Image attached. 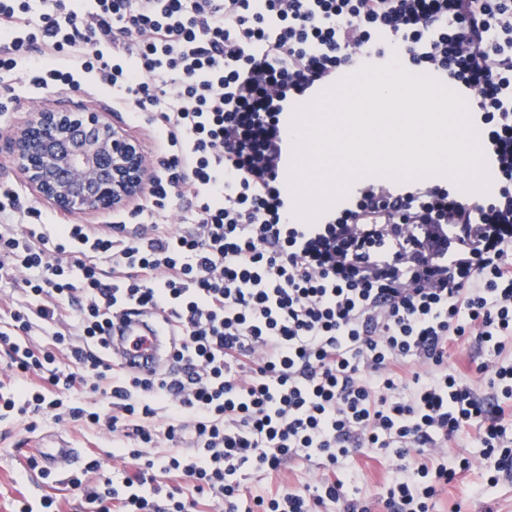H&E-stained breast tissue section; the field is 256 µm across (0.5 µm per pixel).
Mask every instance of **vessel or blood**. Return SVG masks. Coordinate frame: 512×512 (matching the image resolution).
<instances>
[{
  "label": "vessel or blood",
  "mask_w": 512,
  "mask_h": 512,
  "mask_svg": "<svg viewBox=\"0 0 512 512\" xmlns=\"http://www.w3.org/2000/svg\"><path fill=\"white\" fill-rule=\"evenodd\" d=\"M113 330V361L135 373L148 374L159 369L174 345L173 337L161 325L141 317L115 321ZM77 454V449L71 448L68 441L60 437L39 451L45 469L51 471L60 461L75 460Z\"/></svg>",
  "instance_id": "b4317fda"
}]
</instances>
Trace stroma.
<instances>
[{
	"instance_id": "stroma-1",
	"label": "stroma",
	"mask_w": 512,
	"mask_h": 512,
	"mask_svg": "<svg viewBox=\"0 0 512 512\" xmlns=\"http://www.w3.org/2000/svg\"><path fill=\"white\" fill-rule=\"evenodd\" d=\"M16 101L0 109V183L19 190L29 205L40 209L46 215H53L55 206L40 197L36 189L18 169L12 152V136L15 128L28 117L33 107L36 90L23 81L14 84ZM53 108L72 111H94L136 139H143L144 130L138 115L126 111H114L111 91L90 96L81 91H61L54 95ZM66 437L80 455L65 471L43 478L40 470L31 468L28 458L36 443L48 442L53 438ZM459 452L474 461L470 471L445 487L436 498L434 512H512V477L501 478L497 485L490 486L482 478L484 463L479 458L475 441L461 438ZM112 434L103 427H88L80 422H58L52 417L31 420L17 416L0 424V512H18L21 502L39 507L43 496L56 499L59 512H91L92 506L85 499V490L98 486L100 475L85 471L89 456H97L104 469L115 473L133 472L134 461L112 460ZM83 472L84 485L76 488L69 484L68 477ZM346 492L350 497L378 503L387 486L398 474V462L390 455L364 449L353 454L346 464ZM326 470L301 459L284 462L279 473L265 476L254 474L246 482L255 494H265L270 487L283 483L295 488L302 484H314L326 479Z\"/></svg>"
}]
</instances>
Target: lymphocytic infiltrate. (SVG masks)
<instances>
[{
  "instance_id": "f902f5d3",
  "label": "lymphocytic infiltrate",
  "mask_w": 512,
  "mask_h": 512,
  "mask_svg": "<svg viewBox=\"0 0 512 512\" xmlns=\"http://www.w3.org/2000/svg\"><path fill=\"white\" fill-rule=\"evenodd\" d=\"M398 47L415 71L449 77L480 119L497 189L469 207L421 180L357 181L313 224L297 223L274 160L289 96ZM148 113L149 180L132 217L148 226L41 224L0 186V271L33 308L0 330L19 380L0 420L52 415L106 425L116 459L167 443L163 469L193 494L105 478L94 512H371L342 474L354 452L400 459L386 512H432L464 473L451 442L474 434L512 475V0H0V90L20 78L78 90L79 73ZM190 229L173 228L178 209ZM29 217L15 229L14 215ZM460 227L450 249L448 227ZM165 315L175 348L159 371L112 365L114 319ZM52 341H30L36 324ZM475 345L482 383L448 364ZM103 389L112 410L76 405ZM302 459L332 479L248 496L247 472Z\"/></svg>"
}]
</instances>
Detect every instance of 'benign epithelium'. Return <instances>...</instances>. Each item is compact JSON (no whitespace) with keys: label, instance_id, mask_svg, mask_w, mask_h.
I'll return each instance as SVG.
<instances>
[{"label":"benign epithelium","instance_id":"benign-epithelium-1","mask_svg":"<svg viewBox=\"0 0 512 512\" xmlns=\"http://www.w3.org/2000/svg\"><path fill=\"white\" fill-rule=\"evenodd\" d=\"M14 140L27 180L64 211L121 207L146 181L141 144L97 112L34 110Z\"/></svg>","mask_w":512,"mask_h":512}]
</instances>
